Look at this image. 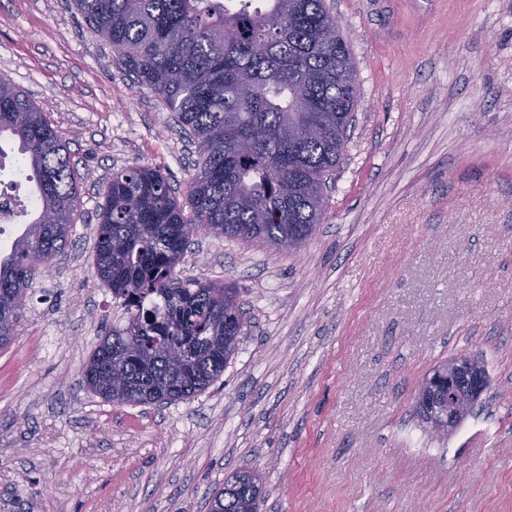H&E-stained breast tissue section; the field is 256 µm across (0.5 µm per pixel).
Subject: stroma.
Returning a JSON list of instances; mask_svg holds the SVG:
<instances>
[{
    "label": "stroma",
    "instance_id": "obj_1",
    "mask_svg": "<svg viewBox=\"0 0 512 512\" xmlns=\"http://www.w3.org/2000/svg\"><path fill=\"white\" fill-rule=\"evenodd\" d=\"M403 2L334 0L360 97L323 220L293 254L194 238L176 274L238 288L239 353L201 394L139 406L83 379L113 319L97 213L123 168L184 191L195 147L71 0H0V76L81 186L0 349V512H208L243 470L263 479L260 512H512V0H464L425 39ZM460 355L490 386L435 440L415 395Z\"/></svg>",
    "mask_w": 512,
    "mask_h": 512
}]
</instances>
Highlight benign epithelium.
Listing matches in <instances>:
<instances>
[{"mask_svg":"<svg viewBox=\"0 0 512 512\" xmlns=\"http://www.w3.org/2000/svg\"><path fill=\"white\" fill-rule=\"evenodd\" d=\"M445 376L448 377V390L453 393V398L448 400V407L436 406L424 419L426 426L436 431L457 428L463 416L487 389L478 361L469 356L449 361Z\"/></svg>","mask_w":512,"mask_h":512,"instance_id":"1","label":"benign epithelium"}]
</instances>
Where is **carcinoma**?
I'll return each instance as SVG.
<instances>
[{"label": "carcinoma", "instance_id": "carcinoma-1", "mask_svg": "<svg viewBox=\"0 0 512 512\" xmlns=\"http://www.w3.org/2000/svg\"><path fill=\"white\" fill-rule=\"evenodd\" d=\"M119 64L176 114L197 146L184 197L150 166L112 173L95 225L96 277L121 300L83 369L116 404L187 400L239 352L237 288L176 277L193 236L300 250L325 212L358 103L353 52L328 0H73ZM35 182L34 218L0 255V348L16 336L36 273L69 242L80 190L50 120L0 78V142ZM262 481L238 472L217 512H258Z\"/></svg>", "mask_w": 512, "mask_h": 512}]
</instances>
